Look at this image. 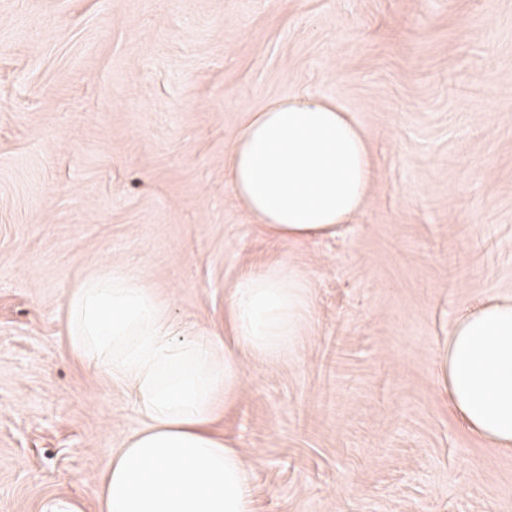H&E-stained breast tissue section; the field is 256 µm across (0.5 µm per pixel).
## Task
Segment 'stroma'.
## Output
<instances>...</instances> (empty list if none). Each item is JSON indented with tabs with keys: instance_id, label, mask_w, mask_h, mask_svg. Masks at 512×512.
Listing matches in <instances>:
<instances>
[{
	"instance_id": "obj_1",
	"label": "stroma",
	"mask_w": 512,
	"mask_h": 512,
	"mask_svg": "<svg viewBox=\"0 0 512 512\" xmlns=\"http://www.w3.org/2000/svg\"><path fill=\"white\" fill-rule=\"evenodd\" d=\"M350 112L368 198L301 251L224 192L247 113ZM312 286L298 356L245 363L217 432L255 512H512V447L447 408L454 321L512 298V0H0V512H99L141 425L70 351L63 310L121 266L223 332L246 270Z\"/></svg>"
}]
</instances>
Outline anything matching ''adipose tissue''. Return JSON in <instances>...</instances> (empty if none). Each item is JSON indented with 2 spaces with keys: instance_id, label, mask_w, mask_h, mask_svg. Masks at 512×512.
<instances>
[{
  "instance_id": "adipose-tissue-1",
  "label": "adipose tissue",
  "mask_w": 512,
  "mask_h": 512,
  "mask_svg": "<svg viewBox=\"0 0 512 512\" xmlns=\"http://www.w3.org/2000/svg\"><path fill=\"white\" fill-rule=\"evenodd\" d=\"M372 178L363 132L317 95L248 113L224 160V185L259 232L293 249L336 235ZM311 307L310 282L289 260L237 280L221 337L175 323L151 288L118 268L74 289L72 353L131 390L143 418L101 478L99 512H253L247 461L211 424L240 385L243 360L296 354ZM437 378L471 431L512 447V299L484 298L455 321Z\"/></svg>"
}]
</instances>
